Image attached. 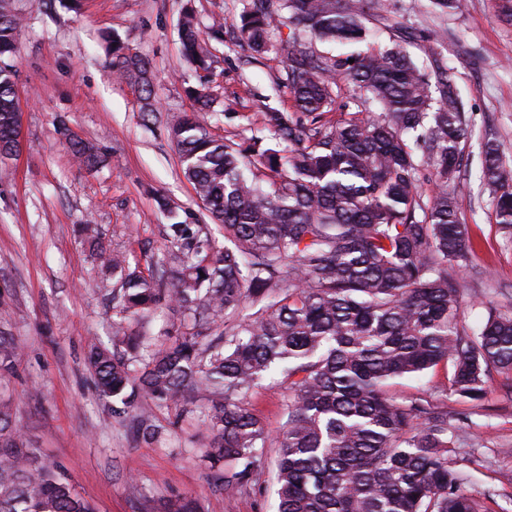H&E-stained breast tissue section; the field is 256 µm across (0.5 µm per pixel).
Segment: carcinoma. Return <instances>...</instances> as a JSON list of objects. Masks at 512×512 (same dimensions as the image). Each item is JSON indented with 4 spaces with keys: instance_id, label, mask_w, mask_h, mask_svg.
Here are the masks:
<instances>
[{
    "instance_id": "obj_1",
    "label": "carcinoma",
    "mask_w": 512,
    "mask_h": 512,
    "mask_svg": "<svg viewBox=\"0 0 512 512\" xmlns=\"http://www.w3.org/2000/svg\"><path fill=\"white\" fill-rule=\"evenodd\" d=\"M382 0H246L233 27L252 53L267 51L274 24L288 26L280 76L300 115L270 109L264 124L274 145L252 138L235 147L210 131L205 115L221 102L206 87L185 86L195 102L168 127L185 179L206 216L224 226V243L181 207L159 201L169 223L167 246L144 274L84 233L101 270L119 277V316L95 336L87 361L99 397L135 410L141 400L179 405L212 433L201 457L227 495L257 484L266 448L277 453L276 512H504L496 494L474 497L470 473L454 462L467 452L448 411L452 393L482 400L492 374L512 372V314L487 308L482 325L459 326L460 295L449 270L468 264L470 227L460 222L448 183L460 173L470 135L453 81L442 67L420 69L399 47L329 55L312 42L367 39L364 21ZM22 18L0 0V154L15 147L19 124L16 53ZM194 11L178 34L195 75L209 72L214 41ZM112 74L138 86L143 117L157 112L149 60L110 47ZM436 83H431V78ZM344 83L359 110L325 121ZM374 104L380 112L362 116ZM82 165L101 152L70 140ZM480 181L498 223L512 226V168L499 146L485 149ZM169 303L184 323L168 341L142 331ZM18 346L0 335V375L13 371ZM443 365L447 385L409 397L389 387ZM288 380L270 434L249 408L261 381ZM164 429L139 414L133 436ZM0 512H92L63 466L24 445L9 401H0ZM163 512H197L179 494Z\"/></svg>"
}]
</instances>
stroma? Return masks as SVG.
Segmentation results:
<instances>
[{
	"instance_id": "1",
	"label": "stroma",
	"mask_w": 512,
	"mask_h": 512,
	"mask_svg": "<svg viewBox=\"0 0 512 512\" xmlns=\"http://www.w3.org/2000/svg\"><path fill=\"white\" fill-rule=\"evenodd\" d=\"M188 3L202 26L215 17L227 22L206 85L224 102L223 113L207 119L212 133L237 143L265 136L266 108L293 107L279 82L289 29L275 28L269 51L251 59L233 28L244 0H81L77 9L70 0H14L26 19L14 58L24 145L0 158V308L13 313L0 334L14 337L22 354L13 373L0 377V395L10 398L28 446L62 464L94 512H155L176 494L195 498L199 512H275L274 449L256 489L225 499L199 458L210 431L179 408L145 400L142 408L166 432L135 439L131 415L98 397L86 359L87 337L103 334L116 303L96 286L102 274L81 225H93L105 246L146 273L163 247L158 197L203 213L168 135L171 120L193 109L178 38ZM496 4L463 0L448 13L431 0H385V12L368 21L372 43L318 46L350 54L396 41L419 67L440 60L454 80L472 129L454 186L472 229L470 260L455 273L459 321L469 328L488 303L512 311V232L497 224L479 181L485 134L512 164V24L500 20ZM107 34L152 63L158 112L151 122L142 119L138 87L113 78ZM70 133L101 148L97 169L75 163ZM286 387L282 375L269 376L251 400L269 431L282 424ZM448 407L466 414L461 433L474 445L468 490L509 495L512 512V373L494 374L482 401L452 395Z\"/></svg>"
}]
</instances>
